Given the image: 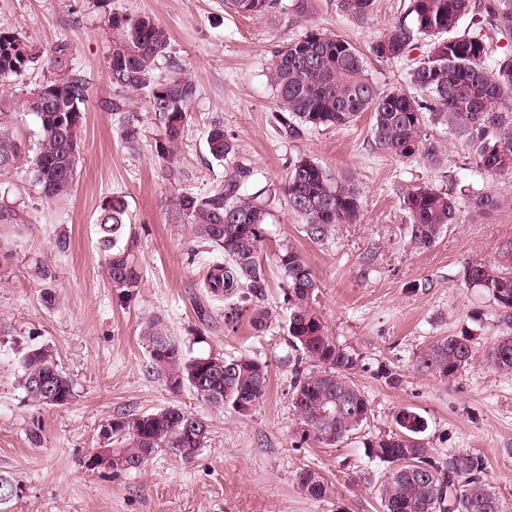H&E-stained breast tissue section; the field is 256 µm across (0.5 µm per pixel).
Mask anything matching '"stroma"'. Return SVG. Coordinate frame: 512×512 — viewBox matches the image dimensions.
Masks as SVG:
<instances>
[{"label": "stroma", "instance_id": "stroma-1", "mask_svg": "<svg viewBox=\"0 0 512 512\" xmlns=\"http://www.w3.org/2000/svg\"><path fill=\"white\" fill-rule=\"evenodd\" d=\"M408 6L409 0H376L372 14L359 21L342 13L339 0H280L258 19L235 13L224 0H0V31L20 33L40 50L69 43L76 66L91 80L72 194L45 199L24 166L0 175V202L24 218L0 224V250L10 256L0 266V474L22 486L19 498L0 504V512H381L377 481L383 467L369 459L364 445L388 432L402 407L424 417V438L435 459L461 452L480 456L484 479L501 492L502 512H512V373L488 366L485 354L500 332L497 312L464 281L466 266L496 261L512 243V206L481 217L462 210L432 248L414 252L405 233L406 192L428 186L461 195L475 181L465 146L447 126L425 129L444 149L437 166L377 150L368 112L351 126L323 127L297 139L275 129L270 61L312 29L337 33L365 52L380 89H408L410 60L370 53L406 20ZM116 14L147 16L166 30L169 48L156 63L157 78L178 68L196 83L187 135L174 160L180 181L161 172L155 143L162 129L146 93L134 95L131 105L141 128L137 150L122 143L119 120L108 108L110 20ZM51 77L38 62L0 83L5 125L30 147L40 124L23 100ZM216 122L252 170L245 192L272 193L262 256L263 304L274 317L261 332L245 317L228 331L220 316L205 323L195 312L203 280L220 256L178 218L175 199L182 189L204 193L223 180L224 168L206 144ZM301 157L352 178L360 192L358 222L339 225L320 244L305 238L281 193L289 163ZM113 197L125 203L139 274L137 288L122 299L96 245L100 208ZM62 232L71 242L65 253L53 246ZM288 244L303 251L318 280L316 309L335 336L359 353L356 381L371 402L369 425L333 447L304 437L291 407L287 303L280 273L269 261ZM41 267L49 280L39 277ZM48 287L55 291L50 307L41 299ZM153 319L196 351L245 352L267 362L260 406L245 416L210 413L190 392L172 394L148 377L140 331ZM464 332L472 335L475 356L460 377L444 381L420 370L417 355ZM34 344L51 346L76 380L72 404L39 407L27 400L18 375L25 349ZM387 371L396 373L397 384L385 382ZM172 404L209 416L211 439L194 459L161 453L138 473L119 476L86 467L91 451L107 447L102 429L113 418ZM36 424L42 429L38 445L28 436ZM307 465L335 483L334 498L316 501L298 488L295 475Z\"/></svg>", "mask_w": 512, "mask_h": 512}]
</instances>
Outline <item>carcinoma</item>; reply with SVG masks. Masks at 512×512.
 Instances as JSON below:
<instances>
[{"instance_id":"obj_1","label":"carcinoma","mask_w":512,"mask_h":512,"mask_svg":"<svg viewBox=\"0 0 512 512\" xmlns=\"http://www.w3.org/2000/svg\"><path fill=\"white\" fill-rule=\"evenodd\" d=\"M236 13L251 18L266 15L277 0H226ZM413 26L399 22L372 47L381 59H401L417 49L419 40L428 48L408 72L410 83L421 95L400 89L380 90L368 73L363 54L348 40L311 30L277 51L271 60L270 81L276 92L278 133L301 138L321 127L345 126L364 112L373 113L372 140L382 152L401 159L423 156L438 161L439 143L426 138L427 123L441 119L467 148L470 170L480 178L512 176V0H410ZM375 0H340V9L363 19ZM474 13L472 28L457 31L461 18ZM506 41L496 50L488 33ZM113 45L108 77L118 91L110 102L120 116L121 139L129 149L139 143L140 129L129 112L124 93L144 90L150 110L164 129L156 152L165 159L179 149L189 123V104L196 85L181 72L159 80L155 62L165 56L169 37L154 20L112 16ZM44 59L55 77L46 83L59 85L69 111L49 109L41 90L24 100V107L40 122V138L34 152L26 150L0 124V175L27 160L30 173L47 199L64 198L73 190L80 159L82 106L89 95L87 77L74 66L71 46L60 42L42 52L16 32L0 31V80L22 75ZM209 154L225 163L224 180L206 194L182 192L176 197L179 214L192 224L195 237L224 254L203 282L211 294L224 300V326L234 329L243 314L258 331L270 318L256 304L244 310L235 299L255 297L265 288V267L260 253L270 215L267 204L247 194L243 186L252 171L236 159L235 146L216 123L208 131ZM282 193L288 210L303 221L302 232L314 243L332 237L340 224H355L360 197L351 179L337 178L320 164L301 158L290 163ZM504 200L484 191H473L469 209L483 215L502 206ZM408 215L406 233L416 250L431 248L457 223L461 202L453 192L418 187L403 199ZM125 204L117 198L102 206L96 223L97 245L104 258L113 290L130 295L138 287V274L126 239ZM275 264L282 275L288 303L284 332L294 352L291 370V406L304 436L334 446L363 429L372 409L364 391L354 381L360 356L338 340L323 316L314 308L318 283L305 256L292 246L281 248ZM465 283L494 303L504 331L486 353L490 368L512 372V248L502 249L498 263L474 262L467 266ZM147 353L146 373L178 394L184 390L204 406L244 414L263 401L268 381L267 363L247 353L224 355L193 351L171 337L159 321L143 330ZM474 357L470 334L447 336L417 356L418 366L442 380L456 378ZM20 387L37 405L65 407L76 398V384L64 373L54 350L31 346L22 358ZM214 374L210 386L200 383L201 370ZM42 380L52 385L59 400L49 403L33 388ZM395 428L372 442L369 457L387 465L379 487L383 512H501L499 490L483 479L481 458L459 453L446 463L430 456L420 435L424 418L404 408L393 417ZM210 424L206 416L177 405L138 415L112 419L102 436L111 441L113 474L136 473L155 455L167 454L188 461L207 447ZM299 488L309 497L324 500L335 486L310 466L296 473ZM19 482L0 476V504L19 496Z\"/></svg>"}]
</instances>
